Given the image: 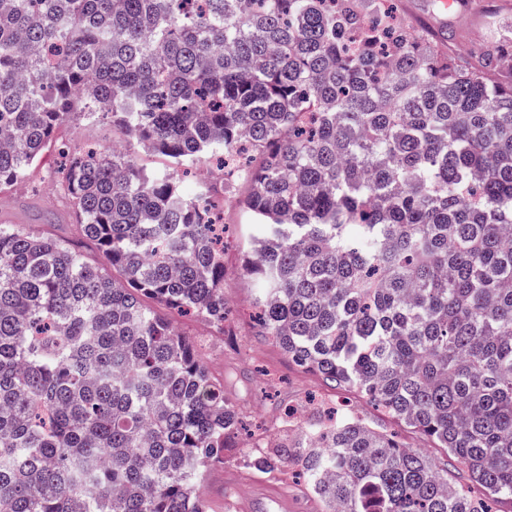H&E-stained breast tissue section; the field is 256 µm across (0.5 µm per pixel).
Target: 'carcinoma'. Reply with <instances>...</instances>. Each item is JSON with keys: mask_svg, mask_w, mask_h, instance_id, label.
Segmentation results:
<instances>
[{"mask_svg": "<svg viewBox=\"0 0 512 512\" xmlns=\"http://www.w3.org/2000/svg\"><path fill=\"white\" fill-rule=\"evenodd\" d=\"M0 0V192L76 114L127 148L69 152L57 186L115 277L0 224V512H205L237 404L141 301L224 331L213 187L237 167L259 230V333L447 449L477 499L354 414L286 419L244 456L295 467L325 512L512 501V83L381 0Z\"/></svg>", "mask_w": 512, "mask_h": 512, "instance_id": "cac0c4a2", "label": "carcinoma"}]
</instances>
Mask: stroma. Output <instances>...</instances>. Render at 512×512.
<instances>
[{"mask_svg":"<svg viewBox=\"0 0 512 512\" xmlns=\"http://www.w3.org/2000/svg\"><path fill=\"white\" fill-rule=\"evenodd\" d=\"M390 7L413 28L443 35L442 47L451 53L477 50L499 38L512 39V0H460L445 13L434 6L433 0H391ZM119 136L111 121L81 115L57 133L60 141L102 148L111 147ZM61 161V154L51 151L31 179L19 182L9 194L0 195V224L49 230L85 253L89 250L87 241L67 216L68 199L64 193L51 190L47 181L48 172L58 168ZM246 193L247 186L242 181L224 185V295L229 316L225 330L185 316L150 297L146 298V305L196 344L200 361L214 378L223 381L225 391L242 410L248 436L274 438L285 408H294L303 420L309 416V403L315 398L341 410H353L370 425L393 433L405 447L430 455L455 480L464 481L463 472L446 449L435 447L429 437L394 421L357 394L332 389L259 335L254 320L257 284L242 272L255 231L249 214L240 205ZM202 484L206 512H224L228 505L233 512H324L314 494L292 483L287 475L269 477L251 468L239 448L228 449L223 460L207 470Z\"/></svg>","mask_w":512,"mask_h":512,"instance_id":"1","label":"stroma"}]
</instances>
